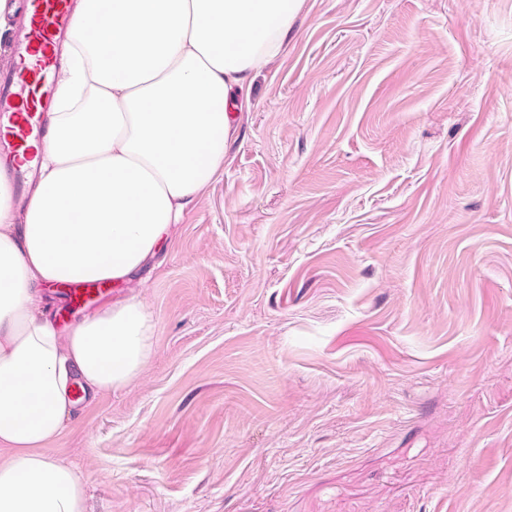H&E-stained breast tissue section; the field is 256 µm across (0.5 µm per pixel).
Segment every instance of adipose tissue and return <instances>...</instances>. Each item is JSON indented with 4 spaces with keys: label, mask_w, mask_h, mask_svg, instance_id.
Here are the masks:
<instances>
[{
    "label": "adipose tissue",
    "mask_w": 512,
    "mask_h": 512,
    "mask_svg": "<svg viewBox=\"0 0 512 512\" xmlns=\"http://www.w3.org/2000/svg\"><path fill=\"white\" fill-rule=\"evenodd\" d=\"M302 3L81 0L26 202L0 170V512H85L82 477L44 448L76 391L124 389L153 352L143 299L63 332L45 288L126 281L165 246Z\"/></svg>",
    "instance_id": "obj_1"
}]
</instances>
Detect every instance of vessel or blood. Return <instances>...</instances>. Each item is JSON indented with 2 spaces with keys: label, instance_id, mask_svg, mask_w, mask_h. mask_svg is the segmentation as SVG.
Instances as JSON below:
<instances>
[{
  "label": "vessel or blood",
  "instance_id": "vessel-or-blood-1",
  "mask_svg": "<svg viewBox=\"0 0 512 512\" xmlns=\"http://www.w3.org/2000/svg\"><path fill=\"white\" fill-rule=\"evenodd\" d=\"M77 0H29V19L0 78V165L10 168L19 191L34 176L20 155L39 140L54 100L55 61L72 31Z\"/></svg>",
  "mask_w": 512,
  "mask_h": 512
}]
</instances>
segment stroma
Listing matches in <instances>:
<instances>
[{
    "instance_id": "stroma-1",
    "label": "stroma",
    "mask_w": 512,
    "mask_h": 512,
    "mask_svg": "<svg viewBox=\"0 0 512 512\" xmlns=\"http://www.w3.org/2000/svg\"><path fill=\"white\" fill-rule=\"evenodd\" d=\"M46 453L87 512H512V0H305Z\"/></svg>"
}]
</instances>
